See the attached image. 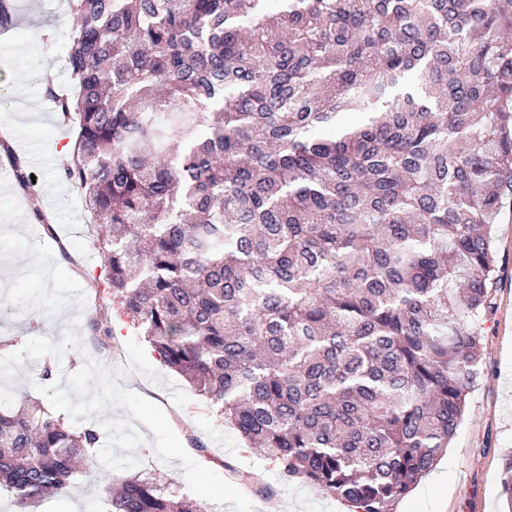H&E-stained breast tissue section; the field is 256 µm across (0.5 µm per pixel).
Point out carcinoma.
Here are the masks:
<instances>
[{"instance_id":"obj_1","label":"carcinoma","mask_w":512,"mask_h":512,"mask_svg":"<svg viewBox=\"0 0 512 512\" xmlns=\"http://www.w3.org/2000/svg\"><path fill=\"white\" fill-rule=\"evenodd\" d=\"M64 177L112 294L250 448L394 512L477 385L512 201V0H70ZM101 432L0 406L34 508ZM111 512H205L160 474ZM501 492L512 512V457Z\"/></svg>"}]
</instances>
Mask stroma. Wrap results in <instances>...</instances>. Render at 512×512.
<instances>
[{
    "mask_svg": "<svg viewBox=\"0 0 512 512\" xmlns=\"http://www.w3.org/2000/svg\"><path fill=\"white\" fill-rule=\"evenodd\" d=\"M12 21L0 25V96L11 99L0 112V165L19 161L34 170L39 185L52 193H24L13 186L0 195V357L42 337L63 343L76 332L79 343L55 359L54 379L65 380L93 359L116 373L122 387L163 407L188 454L198 464L232 480L234 471L258 475L240 484L254 512H347L339 500L301 482H284L261 451L246 447L226 427L216 409L176 372L163 365L121 302L108 290L104 258L94 245L91 218L76 222L83 199L63 176L62 146L75 136L61 112L42 111L50 95L69 93L66 47L75 25L69 0H10ZM51 85L53 94L40 92ZM498 285L486 325L487 354L466 413L436 466L396 506L395 512H503L501 465L512 453V209L494 226ZM112 328L99 345L88 319ZM39 359L25 358L8 387L14 405L46 403L39 392ZM98 475L78 476L35 512H105Z\"/></svg>",
    "mask_w": 512,
    "mask_h": 512,
    "instance_id": "stroma-1",
    "label": "stroma"
}]
</instances>
